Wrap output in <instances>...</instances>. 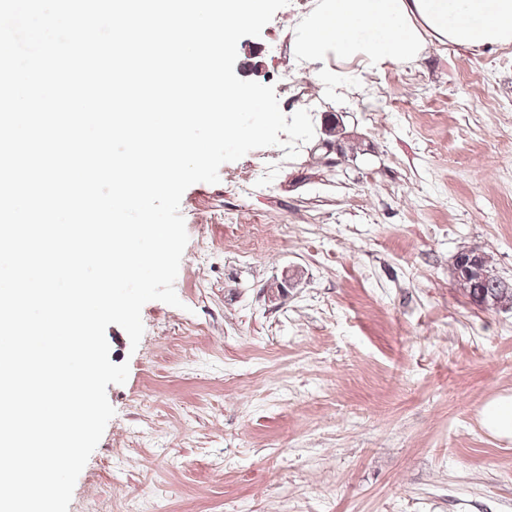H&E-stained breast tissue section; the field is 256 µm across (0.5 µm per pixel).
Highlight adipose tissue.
<instances>
[{"instance_id": "adipose-tissue-1", "label": "adipose tissue", "mask_w": 512, "mask_h": 512, "mask_svg": "<svg viewBox=\"0 0 512 512\" xmlns=\"http://www.w3.org/2000/svg\"><path fill=\"white\" fill-rule=\"evenodd\" d=\"M473 49L512 44V0H322L301 28L297 54L328 53L397 66L415 62L420 28Z\"/></svg>"}]
</instances>
